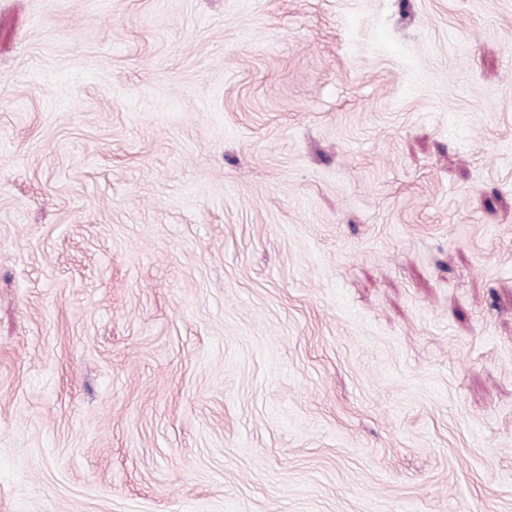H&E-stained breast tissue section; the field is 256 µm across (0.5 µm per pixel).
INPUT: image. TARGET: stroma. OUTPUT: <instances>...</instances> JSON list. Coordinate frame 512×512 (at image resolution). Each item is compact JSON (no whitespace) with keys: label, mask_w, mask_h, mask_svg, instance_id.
<instances>
[{"label":"stroma","mask_w":512,"mask_h":512,"mask_svg":"<svg viewBox=\"0 0 512 512\" xmlns=\"http://www.w3.org/2000/svg\"><path fill=\"white\" fill-rule=\"evenodd\" d=\"M0 22V512H512V0Z\"/></svg>","instance_id":"stroma-1"}]
</instances>
